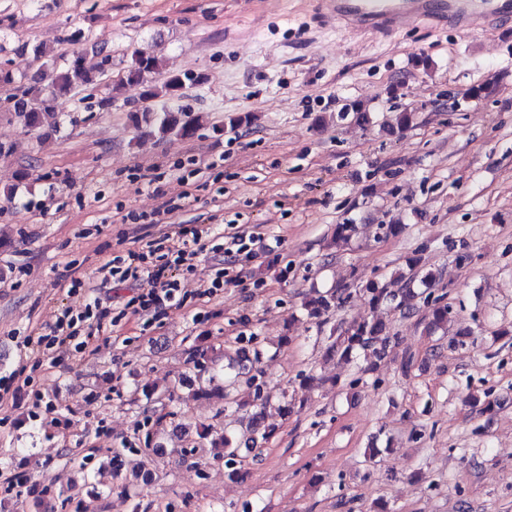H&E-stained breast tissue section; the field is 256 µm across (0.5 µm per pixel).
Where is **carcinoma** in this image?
Returning a JSON list of instances; mask_svg holds the SVG:
<instances>
[{
  "mask_svg": "<svg viewBox=\"0 0 512 512\" xmlns=\"http://www.w3.org/2000/svg\"><path fill=\"white\" fill-rule=\"evenodd\" d=\"M162 69V60L154 55L138 52L132 57L131 64L117 75L116 85H135L139 87L140 100L146 106L133 111L135 122L141 121L149 124L159 137L164 138L170 134L180 137H190L199 125V118L187 117L163 109L156 110L150 103L157 100H175L184 95L185 89L200 83V77L192 73L170 74L159 84L147 83L143 75L147 72ZM51 84L43 86L44 75H39L24 83L16 80L13 72L0 67V87L8 90V95L0 99V110L12 112L21 121L28 131L39 130L45 126H59V112L57 94L86 88L96 81V75L103 74L101 64H89L83 55L76 56L67 65L60 69L57 64L49 67ZM338 118L348 120L353 124L366 126L370 124V111L359 102H350L340 109ZM420 282L425 289L419 293L413 289L415 282ZM393 282L400 284L398 288H390L377 280H371L362 285V292L366 296L370 308L373 310L381 306L395 305L404 315L416 313L425 308V316L421 323L426 331L434 333L448 327L450 309L444 297L434 295L436 274L426 270L415 257L408 258L406 268L394 273ZM349 294L344 288H335L332 291L304 303V308L311 318L321 319L332 308H340L347 303ZM393 336L389 327L375 317H364L353 321L346 326L335 327L327 337L326 355L339 361L356 362L359 358L369 359L390 348ZM249 389L247 399L238 400V407H251V414L247 432L249 440L256 441V436L265 439L272 434V429L265 425V409L269 402V395L264 393V384L259 382V374L255 373L246 379ZM199 438L207 441L210 447L219 449L216 457L224 459L225 467L229 468L228 478L239 476L235 468L237 448L224 432L217 430L210 424L197 425Z\"/></svg>",
  "mask_w": 512,
  "mask_h": 512,
  "instance_id": "cac0c4a2",
  "label": "carcinoma"
}]
</instances>
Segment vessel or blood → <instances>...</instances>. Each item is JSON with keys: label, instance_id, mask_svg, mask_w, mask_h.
Here are the masks:
<instances>
[{"label": "vessel or blood", "instance_id": "obj_1", "mask_svg": "<svg viewBox=\"0 0 512 512\" xmlns=\"http://www.w3.org/2000/svg\"><path fill=\"white\" fill-rule=\"evenodd\" d=\"M323 6L350 26L385 34L423 20L468 29L512 17V0H324Z\"/></svg>", "mask_w": 512, "mask_h": 512}]
</instances>
